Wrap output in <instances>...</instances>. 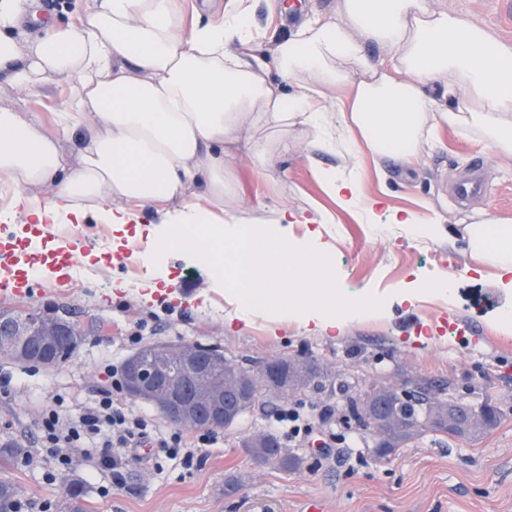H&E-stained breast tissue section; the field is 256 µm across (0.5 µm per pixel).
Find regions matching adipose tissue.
I'll use <instances>...</instances> for the list:
<instances>
[{
  "instance_id": "obj_1",
  "label": "adipose tissue",
  "mask_w": 512,
  "mask_h": 512,
  "mask_svg": "<svg viewBox=\"0 0 512 512\" xmlns=\"http://www.w3.org/2000/svg\"><path fill=\"white\" fill-rule=\"evenodd\" d=\"M79 2L76 23L50 25L23 49L14 32L33 0H0V72L21 88L71 83L57 133L0 108V222L21 214L80 224L91 214L112 228L113 246L129 232L144 237L134 256L144 300L174 284L165 249L210 261L215 287L233 300L229 327L263 316L329 334L385 315L379 302L341 301L326 280L300 285L333 250L324 231L335 210L267 217L225 206L224 167L236 151L262 164L288 146L256 136L257 125L296 132L336 210L363 224L378 222L366 163L385 179L384 158L413 166L444 128L512 156V47L427 0H337L332 14L305 17L277 39L268 58L253 51L247 0H226L215 20L186 19L182 0ZM326 155L336 164L323 166ZM150 207L158 217L148 222ZM292 224L305 225L304 237H289ZM462 235L476 272L512 288V219L486 214Z\"/></svg>"
}]
</instances>
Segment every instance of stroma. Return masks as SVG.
I'll list each match as a JSON object with an SVG mask.
<instances>
[{"label":"stroma","mask_w":512,"mask_h":512,"mask_svg":"<svg viewBox=\"0 0 512 512\" xmlns=\"http://www.w3.org/2000/svg\"><path fill=\"white\" fill-rule=\"evenodd\" d=\"M335 2L253 0L261 49L311 9L327 10ZM429 4L512 46V0ZM68 93L62 78L31 91L0 78V108L33 113L51 133L57 130L54 114ZM439 138L441 147L425 152L415 167L387 163L383 182L368 174L365 192L379 197L386 210L422 216L436 209L452 228L485 212L512 218V157L445 129ZM299 151L298 141L290 140L288 152L270 155L261 171L249 156L229 160L226 178L236 206L248 209L261 202L272 210L306 211L317 204L335 211L336 222L328 227L335 237L330 265L350 302L369 294L385 299L413 278L429 285L448 271L455 276L453 296L431 291L416 305H392L382 319L324 336L292 324L273 330L260 319L227 330L224 317L231 306L213 288L210 265L176 253L167 258L171 275L176 284L191 283L193 290L173 301L161 295L150 303L142 300L135 288L141 268L119 252L94 269L76 262L64 288L38 280L25 292L0 291V310L69 305L95 328L71 358L53 367L0 359V479L15 485L21 512H70L76 499L88 512H304L311 500L324 512H512V332L494 322L512 308V290L482 279L461 252L449 249L447 239L417 241L393 224L373 235L368 225L337 209ZM475 161L487 194L458 203L452 186ZM122 278L127 290L112 291V281ZM137 331L145 345L219 346L225 357L250 369L271 356L314 359L333 384L319 394L299 393L295 400L314 418L333 409L326 430L337 434L338 452L326 455L313 444L301 448L289 442L286 431H273L271 414L284 401L267 393L235 429L215 433L202 460L187 466L160 454L149 464L123 467L118 485L111 470L100 465L98 452L80 450L65 461L43 447L35 434L43 406L59 400L79 410L100 380L135 352L137 345L128 338ZM415 378L448 386L450 394L468 403H492L501 419L475 441L428 430L381 456L373 433L347 421L348 400ZM271 431L287 453L300 458L299 468L279 470L247 452L250 438Z\"/></svg>","instance_id":"35a3bbf8"}]
</instances>
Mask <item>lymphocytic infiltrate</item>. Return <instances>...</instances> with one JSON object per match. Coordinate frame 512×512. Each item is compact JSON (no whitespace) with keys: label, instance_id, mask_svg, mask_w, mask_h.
Listing matches in <instances>:
<instances>
[{"label":"lymphocytic infiltrate","instance_id":"lymphocytic-infiltrate-1","mask_svg":"<svg viewBox=\"0 0 512 512\" xmlns=\"http://www.w3.org/2000/svg\"><path fill=\"white\" fill-rule=\"evenodd\" d=\"M151 435L159 447L181 456L187 464L210 442L206 436L191 439L179 432L164 436L162 427L146 414L114 403L106 388L97 390L91 404L76 413L56 404L46 406L37 423V436L46 447L63 452L92 446L100 449L102 465L112 468L133 457Z\"/></svg>","mask_w":512,"mask_h":512}]
</instances>
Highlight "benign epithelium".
I'll return each mask as SVG.
<instances>
[{"label":"benign epithelium","instance_id":"1","mask_svg":"<svg viewBox=\"0 0 512 512\" xmlns=\"http://www.w3.org/2000/svg\"><path fill=\"white\" fill-rule=\"evenodd\" d=\"M11 358L44 366L47 360L32 353V348L23 345L10 347L0 352ZM182 367L190 388L177 391L166 379L158 365H147L134 357L127 360V380L125 393L133 398L155 404L169 420L183 427L230 430L236 424V412L228 409L222 398L234 400L237 408H242L258 397L261 386H270L288 396V360L273 357L262 363L259 370L234 369L228 378L216 379L204 355L193 345L176 344L171 351ZM448 408V420L465 419L472 424L481 419L482 410L460 400L440 401V396L432 393L425 403V410L435 412L441 406Z\"/></svg>","mask_w":512,"mask_h":512}]
</instances>
